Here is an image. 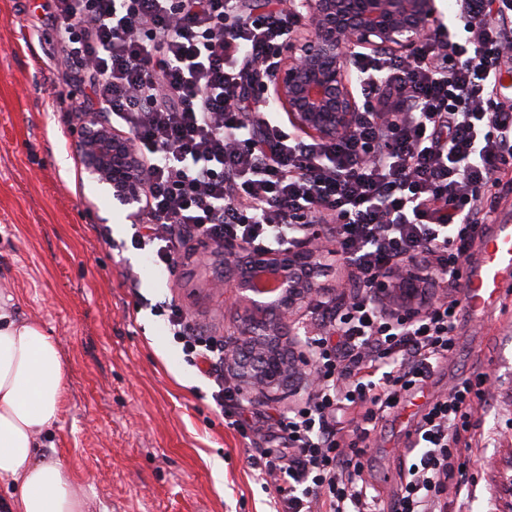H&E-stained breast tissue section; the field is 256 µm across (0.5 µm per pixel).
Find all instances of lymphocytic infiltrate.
<instances>
[{"label":"lymphocytic infiltrate","mask_w":512,"mask_h":512,"mask_svg":"<svg viewBox=\"0 0 512 512\" xmlns=\"http://www.w3.org/2000/svg\"><path fill=\"white\" fill-rule=\"evenodd\" d=\"M237 9L238 0H50L47 64L83 82L74 112L106 113L137 141L149 191L131 243L159 268L173 271L193 237L275 249L301 222L335 225L348 290L310 311L318 384L298 410L249 413L224 374L223 344L193 329L175 300L154 311L213 382L216 407L234 412L233 429L261 441L251 464L273 477L283 512H374L358 484L362 443L454 353L461 310L451 295L415 318L389 316L375 290L417 256L439 285L458 288L496 213L484 188L512 192V110L490 108L512 60V0H454V27L412 56H359V124L335 140L291 136L267 116L244 130L253 75L268 72L300 21L271 9L225 24ZM487 382L459 378L430 404L392 512H446L447 490L468 484L457 450Z\"/></svg>","instance_id":"1"}]
</instances>
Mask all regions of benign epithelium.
Segmentation results:
<instances>
[{
  "label": "benign epithelium",
  "mask_w": 512,
  "mask_h": 512,
  "mask_svg": "<svg viewBox=\"0 0 512 512\" xmlns=\"http://www.w3.org/2000/svg\"><path fill=\"white\" fill-rule=\"evenodd\" d=\"M306 21L305 32L285 41L272 84L262 88L300 134L334 139L354 132L359 106L352 60L359 50L405 55L438 22L435 0H290ZM89 180L132 208L141 223L147 166L135 139L96 114L82 124L77 143ZM306 235L279 250H253L224 243V283L231 284L237 309L235 330L224 336V365L250 403L271 404L311 390V341L301 310L318 299H336V290L315 280L316 269L335 255L322 247L329 224H309ZM432 278L416 258L405 260L397 278L385 280L377 298L412 316L426 306L424 284Z\"/></svg>",
  "instance_id": "obj_1"
}]
</instances>
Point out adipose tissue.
Listing matches in <instances>:
<instances>
[{
    "mask_svg": "<svg viewBox=\"0 0 512 512\" xmlns=\"http://www.w3.org/2000/svg\"><path fill=\"white\" fill-rule=\"evenodd\" d=\"M64 366L42 328L0 312V480L16 486L9 512H88L58 460L38 458L36 436L57 418Z\"/></svg>",
    "mask_w": 512,
    "mask_h": 512,
    "instance_id": "obj_1",
    "label": "adipose tissue"
}]
</instances>
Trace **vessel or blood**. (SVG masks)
Here are the masks:
<instances>
[{"label":"vessel or blood","instance_id":"1","mask_svg":"<svg viewBox=\"0 0 512 512\" xmlns=\"http://www.w3.org/2000/svg\"><path fill=\"white\" fill-rule=\"evenodd\" d=\"M512 282V217L497 215L479 243L476 257L465 267L464 301L468 313L483 318L502 299L503 286Z\"/></svg>","mask_w":512,"mask_h":512}]
</instances>
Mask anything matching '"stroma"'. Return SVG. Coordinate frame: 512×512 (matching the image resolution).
Masks as SVG:
<instances>
[{"instance_id": "1", "label": "stroma", "mask_w": 512, "mask_h": 512, "mask_svg": "<svg viewBox=\"0 0 512 512\" xmlns=\"http://www.w3.org/2000/svg\"><path fill=\"white\" fill-rule=\"evenodd\" d=\"M47 2L0 0V307L51 336L66 371L38 454L84 486L89 512H272L251 445L151 309L175 298L191 325L223 339L235 314L208 287L220 267L193 239L173 273L144 272L128 209L87 180L76 153L66 105L85 88L43 64L49 44L28 28ZM57 91L65 106L53 105ZM480 372L492 385L460 450L470 494L447 512H512V284L488 320L461 314L456 351L424 390ZM413 430L393 414L367 441L363 477L379 512H390Z\"/></svg>"}]
</instances>
